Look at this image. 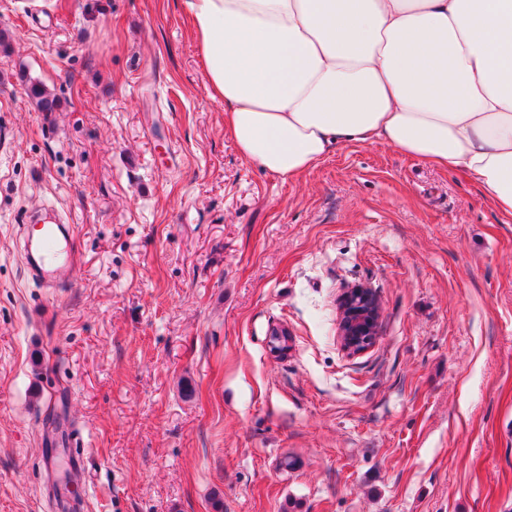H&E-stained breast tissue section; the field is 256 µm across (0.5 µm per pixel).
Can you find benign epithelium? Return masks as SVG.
<instances>
[{
	"label": "benign epithelium",
	"mask_w": 512,
	"mask_h": 512,
	"mask_svg": "<svg viewBox=\"0 0 512 512\" xmlns=\"http://www.w3.org/2000/svg\"><path fill=\"white\" fill-rule=\"evenodd\" d=\"M372 290L355 287L341 300L339 335L342 350L349 356L359 355L373 346L379 335L381 317L379 302L365 307Z\"/></svg>",
	"instance_id": "benign-epithelium-1"
}]
</instances>
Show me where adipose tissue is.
Instances as JSON below:
<instances>
[{
    "label": "adipose tissue",
    "mask_w": 512,
    "mask_h": 512,
    "mask_svg": "<svg viewBox=\"0 0 512 512\" xmlns=\"http://www.w3.org/2000/svg\"><path fill=\"white\" fill-rule=\"evenodd\" d=\"M224 134L284 181L380 141L512 216V0H181Z\"/></svg>",
    "instance_id": "1"
}]
</instances>
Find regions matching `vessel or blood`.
Masks as SVG:
<instances>
[{
	"mask_svg": "<svg viewBox=\"0 0 512 512\" xmlns=\"http://www.w3.org/2000/svg\"><path fill=\"white\" fill-rule=\"evenodd\" d=\"M22 234L28 276L46 288L67 283L73 270L82 262L76 225L62 218L37 227L26 223L22 226Z\"/></svg>",
	"mask_w": 512,
	"mask_h": 512,
	"instance_id": "obj_1",
	"label": "vessel or blood"
}]
</instances>
